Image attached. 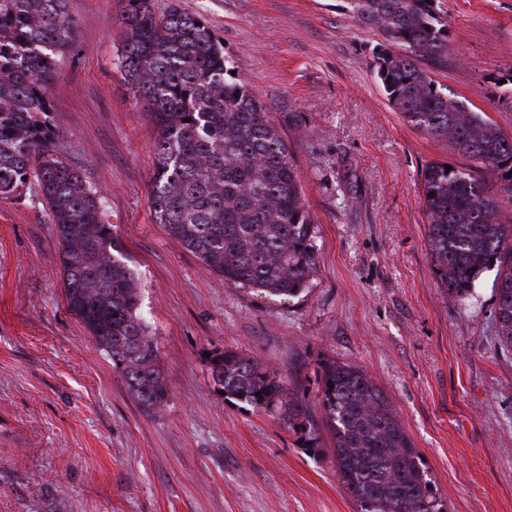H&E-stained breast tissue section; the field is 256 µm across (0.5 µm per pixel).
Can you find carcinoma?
<instances>
[{"label": "carcinoma", "mask_w": 512, "mask_h": 512, "mask_svg": "<svg viewBox=\"0 0 512 512\" xmlns=\"http://www.w3.org/2000/svg\"><path fill=\"white\" fill-rule=\"evenodd\" d=\"M69 0H0V198L43 201L57 239L69 312L122 374L146 413L169 387L139 313L138 287L107 220L106 199L55 149L60 132L50 89L77 21ZM351 17L382 33L373 68L389 103L429 139L472 163L422 167L431 261L448 293L464 300L496 270L497 336L512 348V221L475 172L512 194V137L486 113L435 86L422 64L448 61V21L436 0H347ZM121 66L159 131L151 206L180 247L224 281L281 299L296 297L315 272L314 219L298 174L271 123V108L232 75L206 19L151 0H128L120 18ZM224 399L277 413L303 427V404L252 358H210ZM324 428L357 512H448L419 449L383 390L361 369L332 363L321 375Z\"/></svg>", "instance_id": "carcinoma-1"}]
</instances>
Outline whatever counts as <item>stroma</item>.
I'll return each instance as SVG.
<instances>
[{
  "instance_id": "35a3bbf8",
  "label": "stroma",
  "mask_w": 512,
  "mask_h": 512,
  "mask_svg": "<svg viewBox=\"0 0 512 512\" xmlns=\"http://www.w3.org/2000/svg\"><path fill=\"white\" fill-rule=\"evenodd\" d=\"M125 0H70L77 40L50 93L58 151L108 199L169 399L144 413L66 308L41 203L0 199V512H356L320 424L324 366L365 371L391 401L448 512H512V350L494 272L448 295L426 245L422 166L468 159L392 108L371 66L382 37L345 0H151L203 16L237 80L273 105L318 264L282 300L224 282L154 216L158 131L119 66ZM437 86L512 136L495 78L512 73V0H437ZM253 357L312 422L224 400L209 354Z\"/></svg>"
}]
</instances>
